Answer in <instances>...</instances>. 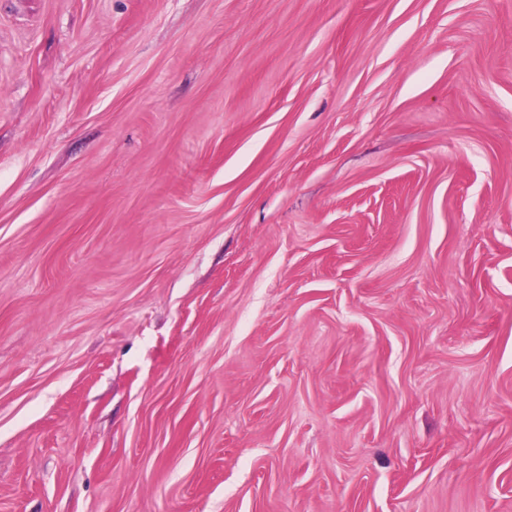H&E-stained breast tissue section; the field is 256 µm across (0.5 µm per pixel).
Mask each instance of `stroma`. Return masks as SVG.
I'll use <instances>...</instances> for the list:
<instances>
[{
	"label": "stroma",
	"mask_w": 512,
	"mask_h": 512,
	"mask_svg": "<svg viewBox=\"0 0 512 512\" xmlns=\"http://www.w3.org/2000/svg\"><path fill=\"white\" fill-rule=\"evenodd\" d=\"M0 512H512V0H0Z\"/></svg>",
	"instance_id": "1"
}]
</instances>
